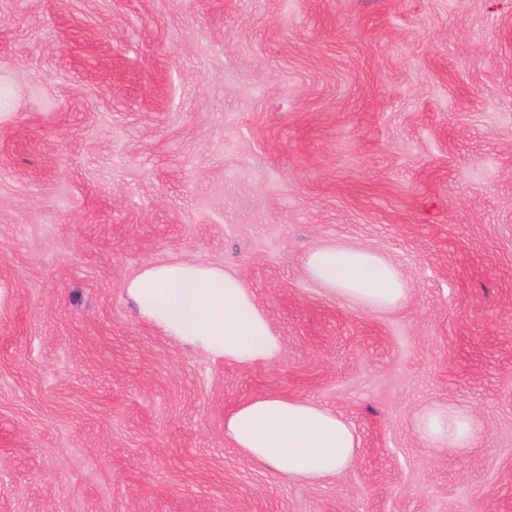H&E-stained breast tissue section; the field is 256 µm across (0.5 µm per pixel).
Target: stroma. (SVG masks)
Here are the masks:
<instances>
[{
    "label": "stroma",
    "instance_id": "obj_1",
    "mask_svg": "<svg viewBox=\"0 0 512 512\" xmlns=\"http://www.w3.org/2000/svg\"><path fill=\"white\" fill-rule=\"evenodd\" d=\"M0 512H512V0H0ZM391 262L376 312L305 273ZM237 274L282 343L241 367L125 284ZM278 395L355 429L301 485L224 434ZM436 401L480 423L436 451ZM304 267L331 294L370 310L394 309L407 299L394 266L366 248L320 245L307 253Z\"/></svg>",
    "mask_w": 512,
    "mask_h": 512
}]
</instances>
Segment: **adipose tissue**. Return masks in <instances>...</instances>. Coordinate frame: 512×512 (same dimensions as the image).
I'll use <instances>...</instances> for the list:
<instances>
[{
    "instance_id": "ef3b65f1",
    "label": "adipose tissue",
    "mask_w": 512,
    "mask_h": 512,
    "mask_svg": "<svg viewBox=\"0 0 512 512\" xmlns=\"http://www.w3.org/2000/svg\"><path fill=\"white\" fill-rule=\"evenodd\" d=\"M304 267L331 294L374 311L397 308L407 299L394 266L366 248L320 245L307 253ZM125 289L141 318L205 353L243 367L271 364L281 355L268 317L225 269L195 261L153 263ZM416 427L429 447L456 452L472 447L480 431L472 416L438 403L423 407ZM224 433L235 447L297 483L341 475L360 446L354 429L335 413L281 396L240 404Z\"/></svg>"
}]
</instances>
